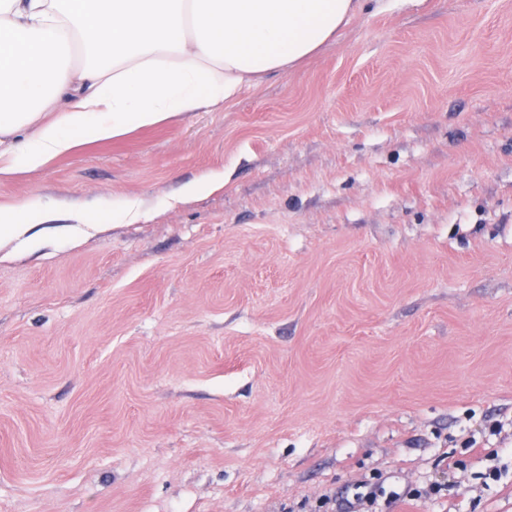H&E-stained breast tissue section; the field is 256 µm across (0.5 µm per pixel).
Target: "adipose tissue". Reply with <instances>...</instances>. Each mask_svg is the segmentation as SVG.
Instances as JSON below:
<instances>
[{
	"label": "adipose tissue",
	"mask_w": 512,
	"mask_h": 512,
	"mask_svg": "<svg viewBox=\"0 0 512 512\" xmlns=\"http://www.w3.org/2000/svg\"><path fill=\"white\" fill-rule=\"evenodd\" d=\"M363 0H0V176L235 103L330 44ZM0 203V237L50 219Z\"/></svg>",
	"instance_id": "ef3b65f1"
}]
</instances>
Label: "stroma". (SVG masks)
<instances>
[{"mask_svg":"<svg viewBox=\"0 0 512 512\" xmlns=\"http://www.w3.org/2000/svg\"><path fill=\"white\" fill-rule=\"evenodd\" d=\"M34 197L54 221L0 242V512H324L364 481L512 512L482 456L512 448V0L365 7L232 106L0 179ZM224 187V175L221 173H213L206 178L186 184L181 189L182 199H191L198 195L213 192ZM113 221L133 224L144 217L141 204L137 199L130 197L112 198L107 206Z\"/></svg>","mask_w":512,"mask_h":512,"instance_id":"35a3bbf8","label":"stroma"}]
</instances>
